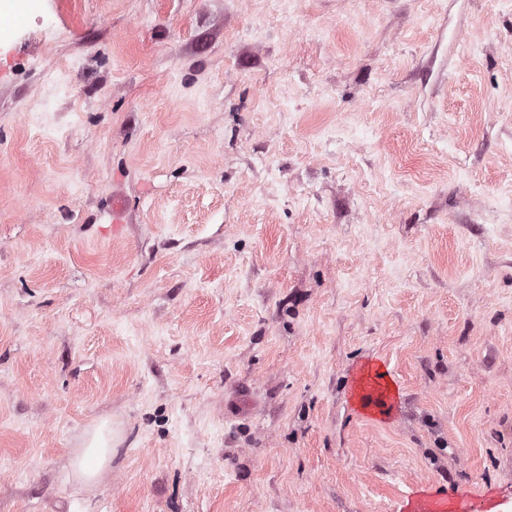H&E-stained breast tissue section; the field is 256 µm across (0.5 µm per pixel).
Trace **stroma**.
Masks as SVG:
<instances>
[{
  "instance_id": "35a3bbf8",
  "label": "stroma",
  "mask_w": 512,
  "mask_h": 512,
  "mask_svg": "<svg viewBox=\"0 0 512 512\" xmlns=\"http://www.w3.org/2000/svg\"><path fill=\"white\" fill-rule=\"evenodd\" d=\"M0 12V512H512V0ZM104 447L106 446L94 437L87 448H82L74 462L73 475L76 480L93 484L101 478L112 461V448Z\"/></svg>"
}]
</instances>
